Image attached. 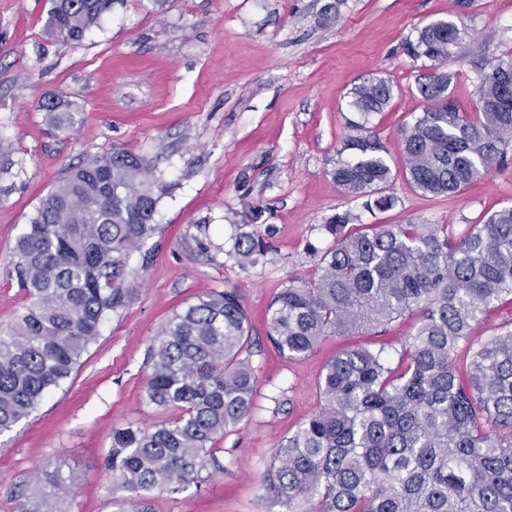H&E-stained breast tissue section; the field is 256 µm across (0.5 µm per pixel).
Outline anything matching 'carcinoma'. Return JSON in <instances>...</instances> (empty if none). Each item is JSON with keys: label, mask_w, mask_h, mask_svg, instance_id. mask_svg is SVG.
Returning a JSON list of instances; mask_svg holds the SVG:
<instances>
[{"label": "carcinoma", "mask_w": 512, "mask_h": 512, "mask_svg": "<svg viewBox=\"0 0 512 512\" xmlns=\"http://www.w3.org/2000/svg\"><path fill=\"white\" fill-rule=\"evenodd\" d=\"M113 0H52L47 26L76 46L100 26ZM455 19L417 30L407 51L437 68L418 75L426 103L401 128L403 174L432 196L453 195L489 175L512 146V107L498 106L512 82V54L480 76L477 109L448 99L455 61L470 37L455 0ZM398 91L388 78L354 87L350 120L331 176L365 210L385 212L397 198L385 148L367 127ZM59 130L75 123L61 99L42 103ZM163 188L148 161L124 148L67 169L40 199L17 237L14 272L29 304L0 327V435L36 411L68 380L101 336L108 317L134 292L130 257L156 231ZM349 211L323 228L334 245L312 249L318 275L283 289L268 309V335L290 359L325 336H353L408 315L418 318L393 368L367 345L341 350L318 379L319 404L276 449L260 483L262 498L284 512H512V329L475 349L458 374L459 351L493 304L512 297V206L458 237L449 227L360 224ZM229 255L243 268L266 249L237 232ZM248 316L234 288L199 294L166 320L149 353L144 401L174 416L151 426L112 430L104 458L117 512H149L148 493L201 486L220 468L213 445L253 411L256 374L242 357ZM53 492L35 512H60L70 485L55 471Z\"/></svg>", "instance_id": "obj_1"}]
</instances>
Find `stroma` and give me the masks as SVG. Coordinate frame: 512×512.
Returning a JSON list of instances; mask_svg holds the SVG:
<instances>
[{"label":"stroma","instance_id":"35a3bbf8","mask_svg":"<svg viewBox=\"0 0 512 512\" xmlns=\"http://www.w3.org/2000/svg\"><path fill=\"white\" fill-rule=\"evenodd\" d=\"M451 0H115L77 47L47 28L50 0H0V324L28 303L13 274V247L40 199L83 159L112 147L146 157L166 188L149 240L133 256L132 300L104 323L60 388L0 435V512L32 497L30 478L60 471L74 489L64 512H114L102 461L112 429L160 419L143 400L147 350L173 313L210 289H239L257 377L251 416L215 444L222 468L201 487L150 495L153 512H281L259 483L278 446L318 407L325 365L350 344L399 354L408 315L357 336H328L288 358L268 335L267 309L284 288L313 280L323 226L352 212L362 224L451 226L463 233L483 213L512 206V157L461 193L430 197L396 176L385 213L365 211L331 180L349 135L351 89L372 78L402 88L370 118L392 167L402 165L400 129L422 112L409 91L426 62L405 52L419 28L447 18ZM471 36L450 63L452 97L476 109L480 74L512 53V0H476ZM69 101L73 129L54 131L41 104ZM209 227L205 246L195 238ZM237 224L262 235L266 252L242 269L228 254Z\"/></svg>","mask_w":512,"mask_h":512}]
</instances>
